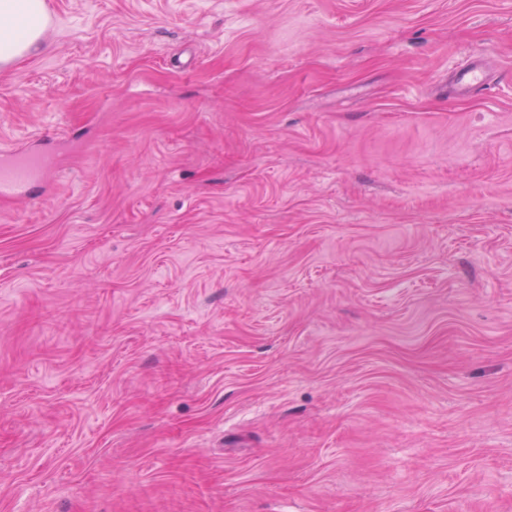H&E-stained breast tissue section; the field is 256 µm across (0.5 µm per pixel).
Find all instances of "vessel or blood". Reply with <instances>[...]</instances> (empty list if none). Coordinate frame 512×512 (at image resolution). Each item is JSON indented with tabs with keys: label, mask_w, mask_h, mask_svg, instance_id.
<instances>
[{
	"label": "vessel or blood",
	"mask_w": 512,
	"mask_h": 512,
	"mask_svg": "<svg viewBox=\"0 0 512 512\" xmlns=\"http://www.w3.org/2000/svg\"><path fill=\"white\" fill-rule=\"evenodd\" d=\"M487 79L482 66L477 64L458 71L453 79V90L458 94L482 92ZM51 162L45 152L37 148L21 149L0 157V206L30 197L35 185L50 172Z\"/></svg>",
	"instance_id": "vessel-or-blood-1"
}]
</instances>
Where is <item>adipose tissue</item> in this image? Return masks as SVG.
<instances>
[{
  "mask_svg": "<svg viewBox=\"0 0 512 512\" xmlns=\"http://www.w3.org/2000/svg\"><path fill=\"white\" fill-rule=\"evenodd\" d=\"M49 22L45 0H0V66L37 51Z\"/></svg>",
  "mask_w": 512,
  "mask_h": 512,
  "instance_id": "adipose-tissue-1",
  "label": "adipose tissue"
}]
</instances>
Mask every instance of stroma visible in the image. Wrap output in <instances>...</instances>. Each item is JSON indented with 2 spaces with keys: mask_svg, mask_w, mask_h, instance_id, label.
<instances>
[{
  "mask_svg": "<svg viewBox=\"0 0 512 512\" xmlns=\"http://www.w3.org/2000/svg\"><path fill=\"white\" fill-rule=\"evenodd\" d=\"M46 3L0 512H512V0ZM486 85L483 67L478 64H470L469 67L458 71L453 79V91L458 94H478L486 89Z\"/></svg>",
  "mask_w": 512,
  "mask_h": 512,
  "instance_id": "obj_1",
  "label": "stroma"
}]
</instances>
